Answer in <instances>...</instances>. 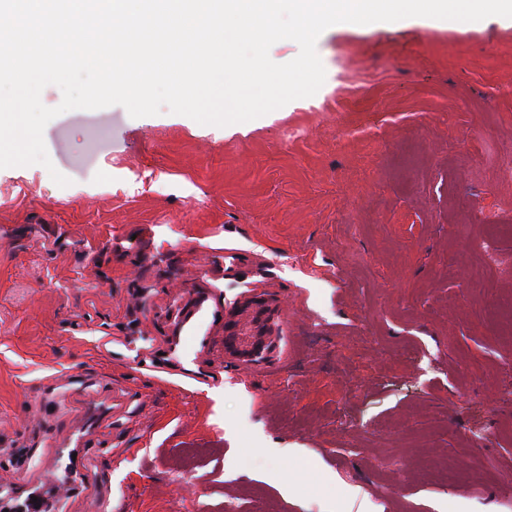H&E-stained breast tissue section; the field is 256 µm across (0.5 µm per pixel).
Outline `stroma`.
<instances>
[{"label":"stroma","mask_w":512,"mask_h":512,"mask_svg":"<svg viewBox=\"0 0 512 512\" xmlns=\"http://www.w3.org/2000/svg\"><path fill=\"white\" fill-rule=\"evenodd\" d=\"M316 49L319 91L258 119L73 110L69 186L0 169L9 512H512V233L475 250L512 225V21ZM260 292L273 357L225 359Z\"/></svg>","instance_id":"1"}]
</instances>
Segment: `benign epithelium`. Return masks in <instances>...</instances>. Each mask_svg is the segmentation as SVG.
Segmentation results:
<instances>
[{
	"instance_id": "1",
	"label": "benign epithelium",
	"mask_w": 512,
	"mask_h": 512,
	"mask_svg": "<svg viewBox=\"0 0 512 512\" xmlns=\"http://www.w3.org/2000/svg\"><path fill=\"white\" fill-rule=\"evenodd\" d=\"M270 308L263 295H254L224 316V354L246 364L270 360L278 334L269 325Z\"/></svg>"
}]
</instances>
